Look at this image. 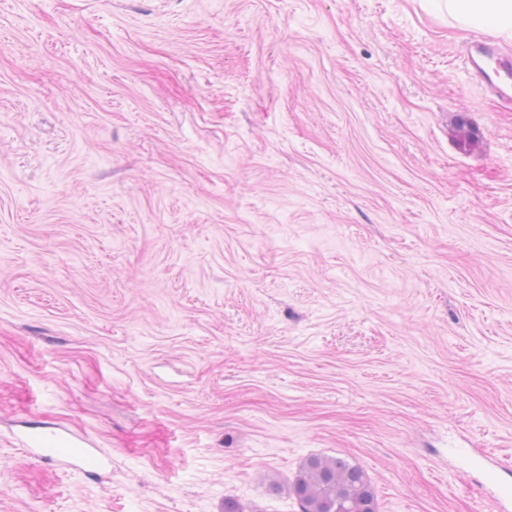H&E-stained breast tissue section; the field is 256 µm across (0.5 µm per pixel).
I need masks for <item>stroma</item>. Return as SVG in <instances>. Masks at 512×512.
Returning a JSON list of instances; mask_svg holds the SVG:
<instances>
[{
	"instance_id": "1",
	"label": "stroma",
	"mask_w": 512,
	"mask_h": 512,
	"mask_svg": "<svg viewBox=\"0 0 512 512\" xmlns=\"http://www.w3.org/2000/svg\"><path fill=\"white\" fill-rule=\"evenodd\" d=\"M433 0H0V512H497L512 109ZM70 429L89 479L31 459ZM26 446L37 448L44 455L55 457L87 474H94L102 466L101 459L74 435L57 433L35 435L27 439ZM291 490L300 512H377L370 481L342 458L310 456Z\"/></svg>"
}]
</instances>
